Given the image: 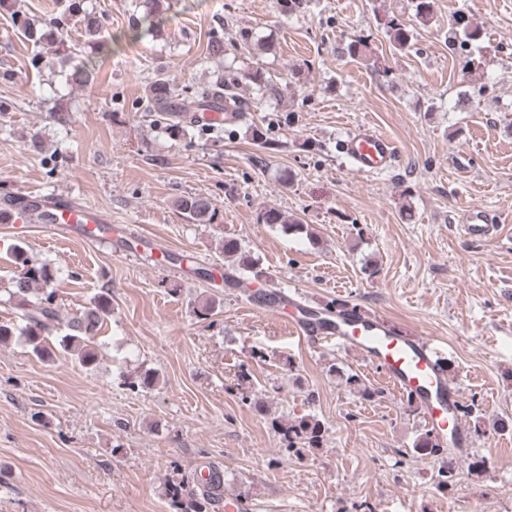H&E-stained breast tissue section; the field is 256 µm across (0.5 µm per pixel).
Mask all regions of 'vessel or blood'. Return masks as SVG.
Returning a JSON list of instances; mask_svg holds the SVG:
<instances>
[{
    "mask_svg": "<svg viewBox=\"0 0 512 512\" xmlns=\"http://www.w3.org/2000/svg\"><path fill=\"white\" fill-rule=\"evenodd\" d=\"M345 150L362 172L386 169L395 156L392 140L364 126L346 141ZM39 220L76 233L87 242L108 244L114 238L112 219L101 210L49 198L34 190L22 193L18 203L0 208V222L5 224ZM463 231L473 240L484 241L495 235L496 226L489 214L476 206L469 209ZM253 308L281 315L296 309L295 318L288 322L292 334L317 347L327 344L358 353L380 370L398 393L414 396L439 444H451L453 453L459 455L470 447L459 410L460 395L448 378L432 337L396 334L391 326L354 306L328 315L298 305L295 298L277 291L254 302Z\"/></svg>",
    "mask_w": 512,
    "mask_h": 512,
    "instance_id": "b4317fda",
    "label": "vessel or blood"
}]
</instances>
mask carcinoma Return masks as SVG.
Returning <instances> with one entry per match:
<instances>
[{
  "label": "carcinoma",
  "instance_id": "cac0c4a2",
  "mask_svg": "<svg viewBox=\"0 0 512 512\" xmlns=\"http://www.w3.org/2000/svg\"><path fill=\"white\" fill-rule=\"evenodd\" d=\"M145 2V12L132 17L131 33L139 39L154 35L164 23L163 0ZM434 7L435 0H410L409 19L393 16L385 22L386 34L395 49L406 51L413 47L417 26H425L430 22ZM67 11L71 16L81 17L84 29L83 48L90 50L80 64L68 71V80L73 85L86 87L95 79L97 56L111 52L112 44L104 42L102 20L84 9L83 0H69ZM13 16L19 30L34 42L56 44L64 52L69 50L62 38L59 22L55 21L37 31L20 19L19 13L15 12ZM451 26L455 41L462 48L471 46L480 39L479 25L464 11L454 13ZM343 53L352 59L365 58L368 53L367 39L362 35L355 36L344 45ZM247 78L266 94L275 96L280 92L278 82L268 76L260 66L249 71ZM235 85L237 77L219 76L215 81L177 100L169 79L160 72L146 87L144 111L163 114L166 129L175 137L184 131V127H193L199 122V118L195 116L197 112L221 114L227 108L232 109L235 114L246 111L245 103L234 91ZM174 206L183 216L200 224H212L219 215L217 204L202 195L181 196L174 201ZM262 219L266 224H278L291 232L310 233L308 225L276 209L266 210ZM224 255L234 257L237 261V266L230 268V273L224 275V281L236 284L243 272L251 273L255 280L262 277V272L257 270L251 256L242 250L237 240H224ZM13 258L14 263L22 267V272L7 280L8 288L4 292L8 295V301L17 309L20 323H0V342L5 343L17 336L39 360H54L56 350L60 348L73 356L81 366H93L98 358L100 331L105 318L112 313L107 296L100 294L95 297L89 306L72 316L62 327L54 304L52 269L29 257L26 248L20 245L14 246ZM61 328L64 329V334L59 336L57 330ZM341 380L349 390L364 397L373 396L371 389L367 388L358 374L346 373L341 376ZM324 431L325 426L319 420L302 419L288 427L284 447L289 451L299 443L316 446ZM455 475L456 465L450 458L438 469L439 485L445 489L451 487ZM221 488V476L212 473L202 481L200 489L188 491L186 497L174 494L172 505L177 507V512H208L212 503L218 499Z\"/></svg>",
  "mask_w": 512,
  "mask_h": 512
}]
</instances>
